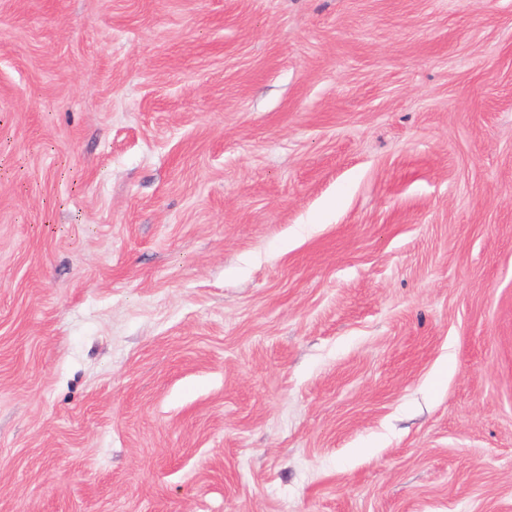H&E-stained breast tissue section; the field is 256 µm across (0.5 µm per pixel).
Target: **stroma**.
Segmentation results:
<instances>
[{"label":"stroma","instance_id":"obj_1","mask_svg":"<svg viewBox=\"0 0 512 512\" xmlns=\"http://www.w3.org/2000/svg\"><path fill=\"white\" fill-rule=\"evenodd\" d=\"M0 512H512V0H0Z\"/></svg>","mask_w":512,"mask_h":512}]
</instances>
